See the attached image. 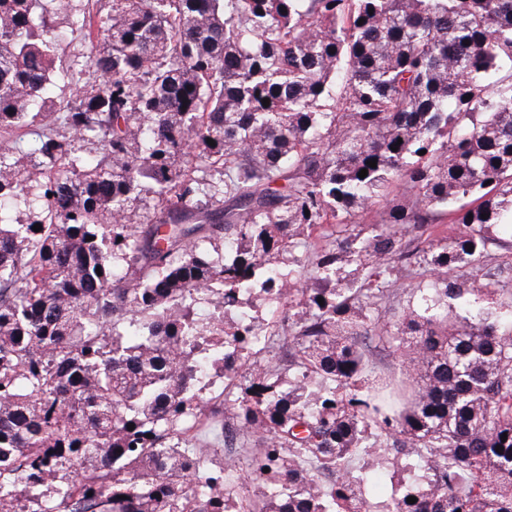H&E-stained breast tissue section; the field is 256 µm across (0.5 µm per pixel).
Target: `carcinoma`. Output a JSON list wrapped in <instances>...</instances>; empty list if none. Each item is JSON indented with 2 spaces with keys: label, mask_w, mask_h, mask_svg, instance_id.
<instances>
[{
  "label": "carcinoma",
  "mask_w": 512,
  "mask_h": 512,
  "mask_svg": "<svg viewBox=\"0 0 512 512\" xmlns=\"http://www.w3.org/2000/svg\"><path fill=\"white\" fill-rule=\"evenodd\" d=\"M75 24L91 81L43 0H0V211L27 216L0 217V512L241 508L239 465L196 436L225 409L250 512H512V331L485 307L512 266L476 264L512 251V0H94ZM61 72L83 82L62 113ZM394 181L364 234L352 210ZM284 253L313 280L283 282ZM275 288L291 357L235 379L280 328L228 313ZM365 336L408 377L371 370ZM356 458L407 459L404 494L375 510ZM51 18L53 24L63 33V37L57 45V54L62 60L64 68L75 63L81 64L80 61L84 60L83 56H86L88 52L83 33L76 25H71V21L66 20L63 15H52Z\"/></svg>",
  "instance_id": "carcinoma-1"
}]
</instances>
